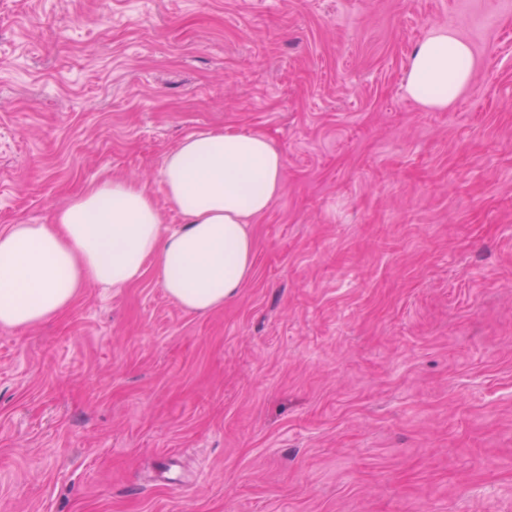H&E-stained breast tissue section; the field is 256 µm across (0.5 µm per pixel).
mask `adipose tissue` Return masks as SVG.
I'll return each instance as SVG.
<instances>
[{
    "label": "adipose tissue",
    "mask_w": 512,
    "mask_h": 512,
    "mask_svg": "<svg viewBox=\"0 0 512 512\" xmlns=\"http://www.w3.org/2000/svg\"><path fill=\"white\" fill-rule=\"evenodd\" d=\"M470 46L434 31L412 54L407 95L444 109L469 84ZM285 159L258 132L193 134L164 159L161 177L183 219L164 227L151 194L135 182L90 185L50 224L0 228V327L43 323L68 309L90 283L124 288L153 262L167 296L183 309L207 312L233 299L253 274L251 226L283 187Z\"/></svg>",
    "instance_id": "adipose-tissue-1"
}]
</instances>
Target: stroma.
Wrapping results in <instances>:
<instances>
[{
    "instance_id": "stroma-1",
    "label": "stroma",
    "mask_w": 512,
    "mask_h": 512,
    "mask_svg": "<svg viewBox=\"0 0 512 512\" xmlns=\"http://www.w3.org/2000/svg\"><path fill=\"white\" fill-rule=\"evenodd\" d=\"M224 129L285 158L251 279L0 328V512H512V0H0V227L113 178L178 226L164 158ZM474 68L470 46L438 29L412 54L405 84L407 95L429 109H445L469 84Z\"/></svg>"
}]
</instances>
